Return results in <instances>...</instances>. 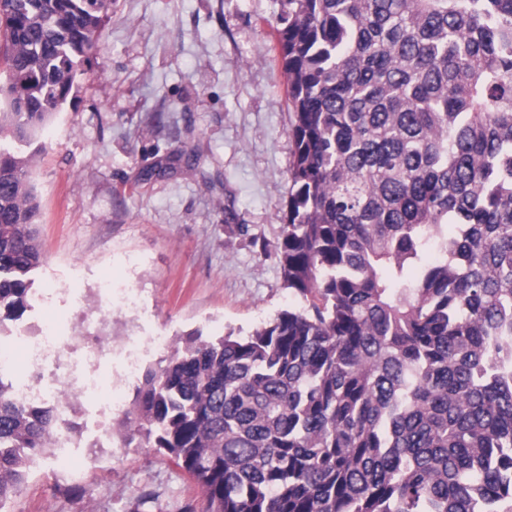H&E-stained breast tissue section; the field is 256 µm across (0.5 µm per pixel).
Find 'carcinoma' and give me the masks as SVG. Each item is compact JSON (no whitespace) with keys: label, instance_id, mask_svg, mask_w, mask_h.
Listing matches in <instances>:
<instances>
[{"label":"carcinoma","instance_id":"obj_1","mask_svg":"<svg viewBox=\"0 0 512 512\" xmlns=\"http://www.w3.org/2000/svg\"><path fill=\"white\" fill-rule=\"evenodd\" d=\"M111 4L0 0V135L38 141ZM276 42L302 306L180 340L124 446L171 454L183 512H512V0H284ZM38 153L0 148V329L45 258ZM71 429L0 373V509Z\"/></svg>","mask_w":512,"mask_h":512}]
</instances>
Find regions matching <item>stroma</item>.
<instances>
[{"mask_svg":"<svg viewBox=\"0 0 512 512\" xmlns=\"http://www.w3.org/2000/svg\"><path fill=\"white\" fill-rule=\"evenodd\" d=\"M281 11L282 0H112L73 95L41 135L31 177L46 260L27 310L0 332L12 382L71 386L75 433L35 460L8 512H182L202 500L165 449L124 447L122 412L141 380L110 403L123 357L88 349L132 339L143 372L166 355L154 337L246 335L300 306L275 250L293 150ZM160 166L165 175L150 176ZM63 283L82 299L57 295ZM44 322L73 341L36 381L26 351Z\"/></svg>","mask_w":512,"mask_h":512,"instance_id":"35a3bbf8","label":"stroma"}]
</instances>
